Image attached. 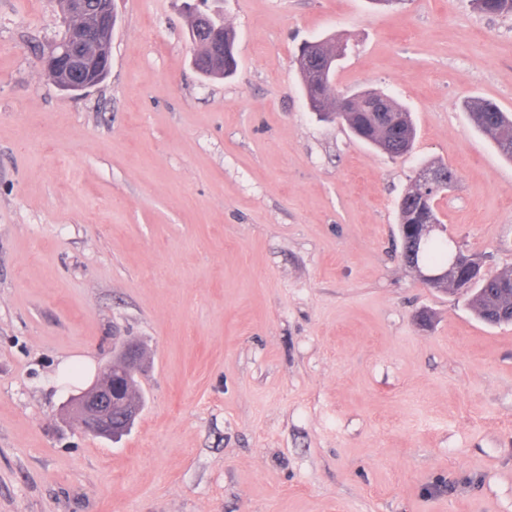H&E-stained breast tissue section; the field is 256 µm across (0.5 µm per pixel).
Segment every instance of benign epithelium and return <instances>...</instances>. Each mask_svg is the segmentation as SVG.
Segmentation results:
<instances>
[{"label":"benign epithelium","mask_w":512,"mask_h":512,"mask_svg":"<svg viewBox=\"0 0 512 512\" xmlns=\"http://www.w3.org/2000/svg\"><path fill=\"white\" fill-rule=\"evenodd\" d=\"M62 12L67 34L54 43L44 57V69L56 86L67 93L84 94L102 83L109 72L112 54V34L117 24L115 0H63ZM194 25L189 28V39L194 47L193 64L200 69L212 62L224 61V31L213 22L207 12H192ZM324 40L307 41L299 49L298 59L311 63L318 78L326 81L336 69V59L320 57ZM336 105L342 112L360 108L373 113L381 134L398 128L402 117L384 93L355 92L338 95ZM444 174L430 168H421L412 182L414 195L427 198L439 189ZM411 251L434 237L435 232H447L442 224H413ZM420 281L429 288L443 285L452 291L467 286L455 264L431 268L414 261L407 263ZM139 345L133 340L121 342L116 360L88 388L69 398L82 428L92 434L117 437L127 432L140 413L139 403L131 400L132 379L138 375Z\"/></svg>","instance_id":"1"}]
</instances>
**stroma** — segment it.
I'll use <instances>...</instances> for the list:
<instances>
[{"mask_svg":"<svg viewBox=\"0 0 512 512\" xmlns=\"http://www.w3.org/2000/svg\"><path fill=\"white\" fill-rule=\"evenodd\" d=\"M184 0H116L107 79L60 91L58 0H0V512H512V324L425 287L396 204L458 179L448 236L512 268V17L470 0H223L238 68L192 65ZM406 105L388 158L306 106L295 55ZM143 345L118 440L68 405ZM325 38L320 40L306 41L299 49L298 58L301 62L307 63L311 61L318 78L325 83L328 78H331L336 69V58H328L323 60L320 57V50L323 46ZM465 109L474 126L489 134L498 152L512 161V114L485 99L468 100Z\"/></svg>","mask_w":512,"mask_h":512,"instance_id":"35a3bbf8","label":"stroma"}]
</instances>
